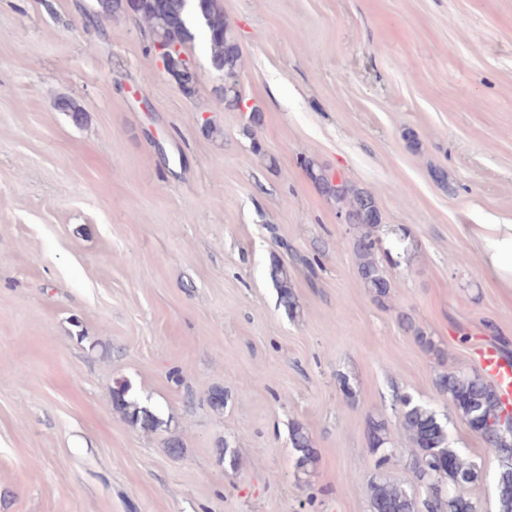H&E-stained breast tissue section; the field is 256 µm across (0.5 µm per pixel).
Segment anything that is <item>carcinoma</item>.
<instances>
[{
    "label": "carcinoma",
    "instance_id": "carcinoma-1",
    "mask_svg": "<svg viewBox=\"0 0 512 512\" xmlns=\"http://www.w3.org/2000/svg\"><path fill=\"white\" fill-rule=\"evenodd\" d=\"M187 2L137 0L132 14L146 24L155 43H176L182 47L194 38V32L203 33L209 45L213 68L224 74V101L227 106L238 108L242 102L238 91L241 50L230 24L224 18V10L219 0H194L197 15L188 23L185 18ZM308 169L321 192L336 201L338 215L357 230L353 251L358 275L373 298L384 302L390 294V280L376 256L375 232L381 224V213L375 198L344 179L334 182L333 174L323 169L317 171L311 163ZM270 278L278 289L280 304L288 312H295L296 302L288 285V269L275 264L270 269ZM403 324L406 330L413 332L423 350L436 351L434 342L415 328L410 318H403ZM434 386L440 396L448 398L457 407L464 420L476 416L483 421L485 430L482 440L499 462L495 479L497 509L498 512H512V433L503 432L499 426L501 419L512 418V410H505L496 386L476 373L442 371L436 375ZM129 391L126 383L112 389L113 409L140 423L145 430L157 429L160 425L157 416L131 400ZM397 401L402 407L400 428L413 447L419 450L413 460L417 483L434 477L442 484V490L420 499L415 493L380 474L371 486L376 512H479L475 501L456 491V488L477 480L476 466L448 446L446 426L432 408L414 402L408 395L398 396ZM368 440L371 451L379 455L381 462L395 451L388 424L384 420H369ZM290 441L296 455V469L305 474L313 472L317 452L310 433L295 424L291 428Z\"/></svg>",
    "mask_w": 512,
    "mask_h": 512
}]
</instances>
